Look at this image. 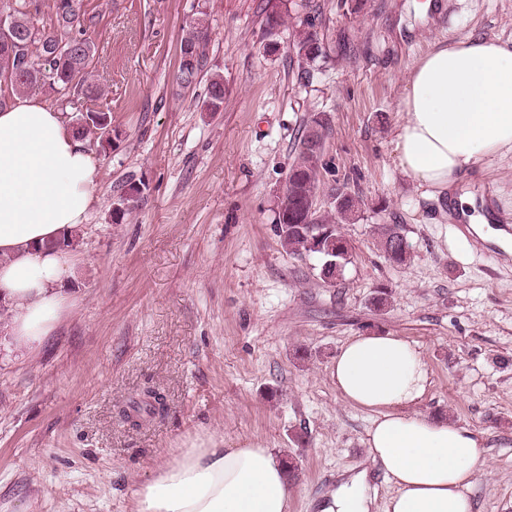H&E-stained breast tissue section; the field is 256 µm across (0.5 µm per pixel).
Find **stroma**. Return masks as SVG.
<instances>
[{
  "label": "stroma",
  "instance_id": "35a3bbf8",
  "mask_svg": "<svg viewBox=\"0 0 512 512\" xmlns=\"http://www.w3.org/2000/svg\"><path fill=\"white\" fill-rule=\"evenodd\" d=\"M102 93L119 132L96 151L101 178L80 228L74 304L39 347L0 330V512H131L133 492L199 434L258 441L295 458L291 512H319L368 470L377 505L393 492L368 468L371 411L337 391L332 362L353 336H399L422 351L431 384L419 412L485 440L474 512H512V254L490 255L455 228V191L485 190L512 218V153L483 157L455 190L433 192L400 168L398 101L413 62L451 39L512 41V0H84ZM285 25L267 34L272 11ZM206 14L205 81L176 82L184 26ZM316 19L325 54L301 70L292 27ZM280 49L269 54L265 43ZM328 123L319 204L332 187L359 202L340 230L351 257L336 284L317 257L288 252L274 212L306 121ZM138 208L112 223L125 185ZM400 224L412 253L390 264L375 228ZM387 301L374 307L377 288ZM161 415L125 417L146 390ZM224 95L225 88L223 74L218 71L210 72L202 107L208 112L223 111ZM147 185L144 181L130 182L114 203L112 208V223L122 224L139 206Z\"/></svg>",
  "mask_w": 512,
  "mask_h": 512
}]
</instances>
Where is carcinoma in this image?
I'll return each mask as SVG.
<instances>
[{"label":"carcinoma","mask_w":512,"mask_h":512,"mask_svg":"<svg viewBox=\"0 0 512 512\" xmlns=\"http://www.w3.org/2000/svg\"><path fill=\"white\" fill-rule=\"evenodd\" d=\"M10 20L0 25V79L10 84L16 93L37 90L44 86L69 96L85 100L98 97L92 82L91 66L96 54L94 43L87 37L91 18L87 17L83 0H53L54 25L46 29L38 25L31 0H6ZM293 48L297 50L299 67L303 68L323 55V44L315 29L314 19H307L293 28ZM208 26L199 17L183 29L180 53L191 54L192 60L180 61L177 80L184 87L194 85L199 76L209 73L206 95L202 103L208 112L224 110V75L208 71ZM110 125L107 114L86 110L72 124L74 135L85 140L92 136L102 149L112 147L113 139L106 134ZM326 121L316 114L304 126L297 145V158L288 172L287 194L275 213L274 231L283 247L293 254L315 255L322 260L320 277L327 282L338 278L349 260V244L338 225L357 219L356 199L341 187L331 189L333 207L320 210L317 193L321 184ZM147 185L130 182L114 203L112 223L122 224L139 206ZM385 258L396 265L407 262L411 245L397 248L392 242L405 238L399 224L377 227ZM154 402L137 403L135 412L155 415L164 410V397L152 392Z\"/></svg>","instance_id":"1"}]
</instances>
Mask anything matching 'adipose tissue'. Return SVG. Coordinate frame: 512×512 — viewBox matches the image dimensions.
Returning a JSON list of instances; mask_svg holds the SVG:
<instances>
[{
    "instance_id": "adipose-tissue-1",
    "label": "adipose tissue",
    "mask_w": 512,
    "mask_h": 512,
    "mask_svg": "<svg viewBox=\"0 0 512 512\" xmlns=\"http://www.w3.org/2000/svg\"><path fill=\"white\" fill-rule=\"evenodd\" d=\"M396 133L405 174L445 190L476 159L512 151V43L459 40L413 64ZM99 165L65 113L36 96L0 108V300L16 350H29L71 308L63 287L76 263L53 241L82 225L94 203ZM332 376L349 404L374 412L368 459L393 484L384 512H472L485 442L453 422L417 411L430 384L420 350L399 336L348 339ZM368 473L331 493L322 512H371ZM293 483L262 443L225 447L198 437L139 483L133 512H290Z\"/></svg>"
}]
</instances>
